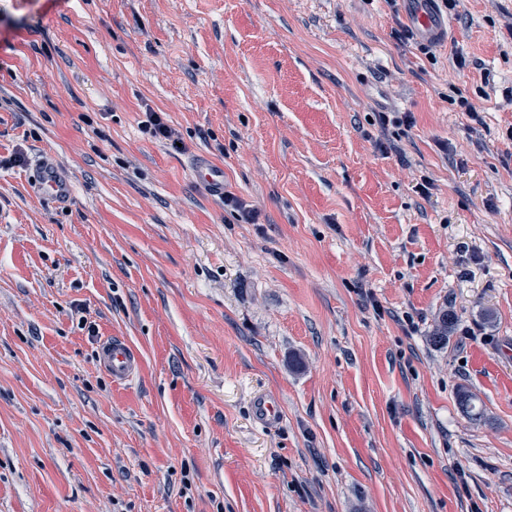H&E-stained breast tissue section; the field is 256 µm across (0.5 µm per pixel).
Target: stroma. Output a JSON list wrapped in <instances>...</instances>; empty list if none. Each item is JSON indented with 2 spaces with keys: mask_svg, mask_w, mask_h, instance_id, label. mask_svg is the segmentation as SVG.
Wrapping results in <instances>:
<instances>
[{
  "mask_svg": "<svg viewBox=\"0 0 512 512\" xmlns=\"http://www.w3.org/2000/svg\"><path fill=\"white\" fill-rule=\"evenodd\" d=\"M405 20L0 0V512H512V0L427 55ZM46 156L65 204L28 191ZM147 118L148 119L142 126L143 131L146 134H149L150 137H153L157 140L167 141L166 143L169 144L173 149L182 150L184 148V145L179 139L178 135L158 112H148ZM176 142L181 143L182 147H178ZM195 179L213 196L224 198V206L239 214L246 224L257 223V212L224 186V168L213 162L207 155L198 156L192 163ZM97 359L112 382L124 384L133 379L140 363L138 353L125 341L107 338L98 346Z\"/></svg>",
  "mask_w": 512,
  "mask_h": 512,
  "instance_id": "stroma-1",
  "label": "stroma"
}]
</instances>
